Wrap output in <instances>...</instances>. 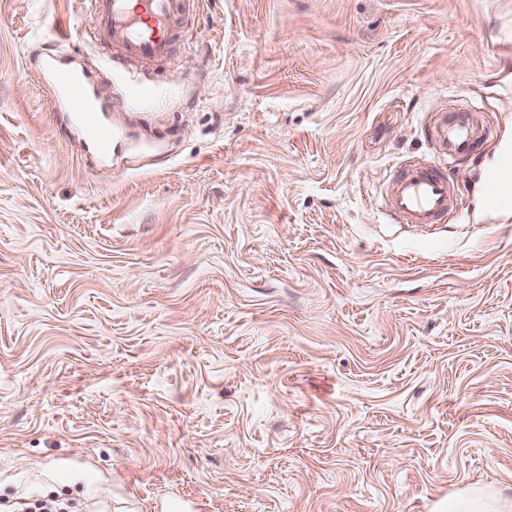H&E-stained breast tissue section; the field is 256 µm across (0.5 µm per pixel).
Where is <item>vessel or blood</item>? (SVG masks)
I'll return each mask as SVG.
<instances>
[{
    "label": "vessel or blood",
    "mask_w": 512,
    "mask_h": 512,
    "mask_svg": "<svg viewBox=\"0 0 512 512\" xmlns=\"http://www.w3.org/2000/svg\"><path fill=\"white\" fill-rule=\"evenodd\" d=\"M89 39L104 38L117 48L116 65L148 63L172 52L176 32L184 27L185 0H88ZM56 103L79 132L82 147L108 152L120 133L99 117L101 104L93 100L77 74H53ZM436 162L406 161L385 200L389 215L403 224H435L454 214L459 188L439 162L470 158L492 135L475 112L453 109L435 113L428 124ZM485 196L500 212H512V164L498 168L486 183Z\"/></svg>",
    "instance_id": "obj_1"
}]
</instances>
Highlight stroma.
<instances>
[{"label":"stroma","mask_w":512,"mask_h":512,"mask_svg":"<svg viewBox=\"0 0 512 512\" xmlns=\"http://www.w3.org/2000/svg\"><path fill=\"white\" fill-rule=\"evenodd\" d=\"M111 72L83 0H0V501L431 512L512 491V0H191ZM121 133L81 149L52 69ZM145 83L148 92L133 98ZM494 137L387 217L448 104ZM384 203L389 215L403 224H438L454 214L461 198L450 173L436 163L404 161ZM485 198L499 212H512V164H504L487 180ZM512 492L494 485L472 484L439 499L432 512H511Z\"/></svg>","instance_id":"1"}]
</instances>
